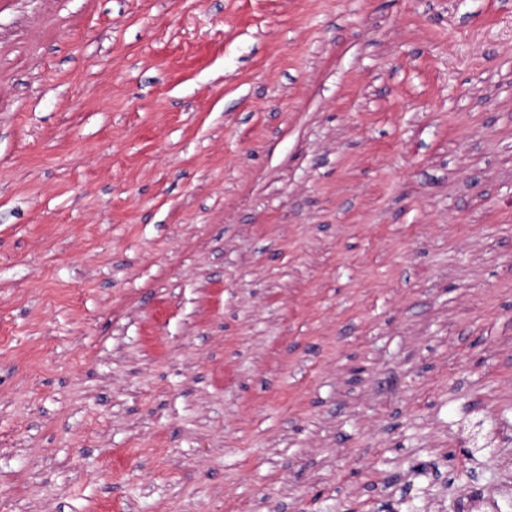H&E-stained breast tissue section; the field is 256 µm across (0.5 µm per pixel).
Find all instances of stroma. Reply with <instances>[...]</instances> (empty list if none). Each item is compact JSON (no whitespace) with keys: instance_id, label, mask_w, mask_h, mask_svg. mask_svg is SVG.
<instances>
[{"instance_id":"35a3bbf8","label":"stroma","mask_w":512,"mask_h":512,"mask_svg":"<svg viewBox=\"0 0 512 512\" xmlns=\"http://www.w3.org/2000/svg\"><path fill=\"white\" fill-rule=\"evenodd\" d=\"M512 512V0H0V512Z\"/></svg>"}]
</instances>
